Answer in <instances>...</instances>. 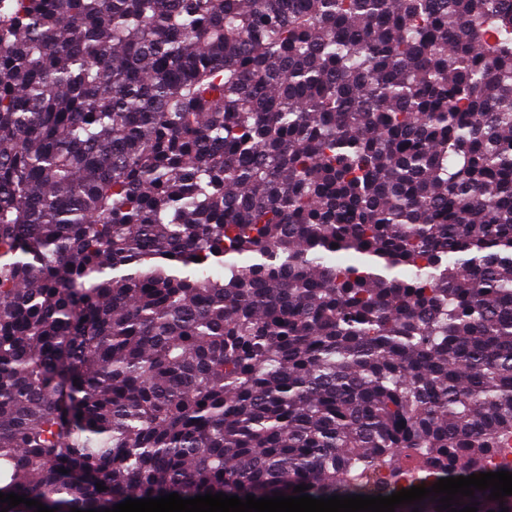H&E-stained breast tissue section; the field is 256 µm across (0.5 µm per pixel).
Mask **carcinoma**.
I'll return each instance as SVG.
<instances>
[{
	"label": "carcinoma",
	"instance_id": "carcinoma-1",
	"mask_svg": "<svg viewBox=\"0 0 512 512\" xmlns=\"http://www.w3.org/2000/svg\"><path fill=\"white\" fill-rule=\"evenodd\" d=\"M511 446L512 0H0V492L389 496Z\"/></svg>",
	"mask_w": 512,
	"mask_h": 512
}]
</instances>
